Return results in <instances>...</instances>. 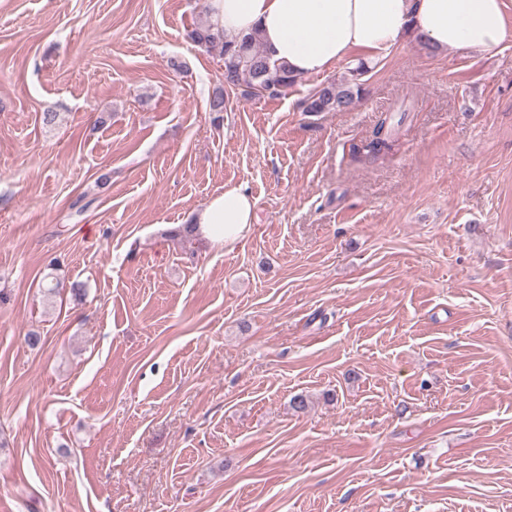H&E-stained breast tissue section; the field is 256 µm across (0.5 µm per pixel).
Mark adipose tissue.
Masks as SVG:
<instances>
[{"mask_svg": "<svg viewBox=\"0 0 512 512\" xmlns=\"http://www.w3.org/2000/svg\"><path fill=\"white\" fill-rule=\"evenodd\" d=\"M212 23L234 37L258 32L270 57L304 77L358 54L385 57L411 38L438 51L490 52L512 39L504 0H208ZM253 199L225 188L188 223L213 247H229L254 221Z\"/></svg>", "mask_w": 512, "mask_h": 512, "instance_id": "adipose-tissue-1", "label": "adipose tissue"}]
</instances>
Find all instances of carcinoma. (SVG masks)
<instances>
[{
    "label": "carcinoma",
    "instance_id": "obj_1",
    "mask_svg": "<svg viewBox=\"0 0 512 512\" xmlns=\"http://www.w3.org/2000/svg\"><path fill=\"white\" fill-rule=\"evenodd\" d=\"M188 37L206 51L218 52L224 62V86L216 88L209 99V111L219 121L223 119L226 108L224 87L245 86L255 95L267 92L272 95H285L299 81L285 64L271 60L256 32L244 35L238 40H228L208 23L190 31ZM367 72L368 69L359 66L353 70L350 79L340 82L331 80L320 84L306 98L304 111L319 114L344 112L356 107L363 95L359 77ZM399 125L401 122L393 121L390 115L380 118L371 138L363 144L360 151L368 157L376 158L391 149Z\"/></svg>",
    "mask_w": 512,
    "mask_h": 512
}]
</instances>
